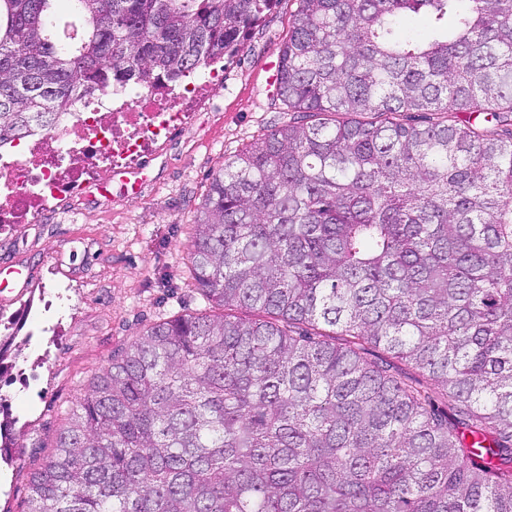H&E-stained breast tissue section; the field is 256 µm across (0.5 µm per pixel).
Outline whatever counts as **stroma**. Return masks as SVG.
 <instances>
[{"instance_id": "stroma-1", "label": "stroma", "mask_w": 512, "mask_h": 512, "mask_svg": "<svg viewBox=\"0 0 512 512\" xmlns=\"http://www.w3.org/2000/svg\"><path fill=\"white\" fill-rule=\"evenodd\" d=\"M299 0H279L224 63V78L190 106L186 126L150 148L141 191L116 179L72 210L54 200L40 221L0 232V308L23 322L5 355L0 397L15 420L0 467V512H27L32 473L55 452L87 383L150 327L206 306L190 274L196 210L209 180L252 140L294 121L275 102L271 64Z\"/></svg>"}]
</instances>
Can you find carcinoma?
<instances>
[{
	"label": "carcinoma",
	"mask_w": 512,
	"mask_h": 512,
	"mask_svg": "<svg viewBox=\"0 0 512 512\" xmlns=\"http://www.w3.org/2000/svg\"><path fill=\"white\" fill-rule=\"evenodd\" d=\"M278 2L0 0V147L176 90ZM299 2L276 97L300 121L225 161L194 223L223 313L112 358L28 512H512V0Z\"/></svg>",
	"instance_id": "cac0c4a2"
}]
</instances>
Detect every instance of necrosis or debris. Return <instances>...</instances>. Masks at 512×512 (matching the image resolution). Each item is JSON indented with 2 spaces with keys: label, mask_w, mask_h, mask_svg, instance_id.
<instances>
[{
  "label": "necrosis or debris",
  "mask_w": 512,
  "mask_h": 512,
  "mask_svg": "<svg viewBox=\"0 0 512 512\" xmlns=\"http://www.w3.org/2000/svg\"><path fill=\"white\" fill-rule=\"evenodd\" d=\"M218 69L187 80L178 91L132 85L108 93L66 116L47 132L0 151V225L17 228L39 221L52 200L80 194L100 160L123 164L184 126L185 105L208 83L221 81Z\"/></svg>",
  "instance_id": "necrosis-or-debris-1"
}]
</instances>
